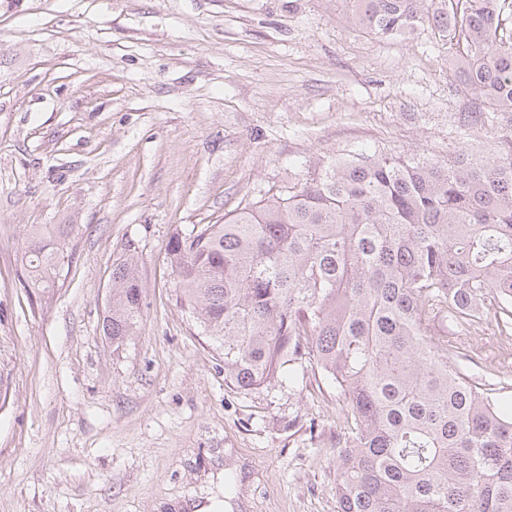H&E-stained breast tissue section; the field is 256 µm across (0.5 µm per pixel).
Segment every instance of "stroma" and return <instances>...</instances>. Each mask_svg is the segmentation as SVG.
Wrapping results in <instances>:
<instances>
[{"instance_id":"1","label":"stroma","mask_w":512,"mask_h":512,"mask_svg":"<svg viewBox=\"0 0 512 512\" xmlns=\"http://www.w3.org/2000/svg\"><path fill=\"white\" fill-rule=\"evenodd\" d=\"M462 49L421 28L380 39L352 0H6L0 5V512H337L341 396L300 348L276 384L238 390L175 301L174 234L377 147L500 150L462 130ZM69 224L51 288L22 258ZM135 245L136 333L102 332L109 274ZM433 340L512 399L493 313ZM236 487L224 494L223 471Z\"/></svg>"}]
</instances>
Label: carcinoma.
<instances>
[{
	"mask_svg": "<svg viewBox=\"0 0 512 512\" xmlns=\"http://www.w3.org/2000/svg\"><path fill=\"white\" fill-rule=\"evenodd\" d=\"M381 38L432 25L461 39L471 109L508 117L509 150L446 160L349 150L300 184L173 236L176 303L224 355V381L268 387L308 340L346 402L339 512H512V410L429 339L430 314L472 322L494 305L512 331V0H353ZM65 228L32 231L33 286L54 284ZM136 250L112 264L104 336L134 334Z\"/></svg>",
	"mask_w": 512,
	"mask_h": 512,
	"instance_id": "obj_1",
	"label": "carcinoma"
}]
</instances>
